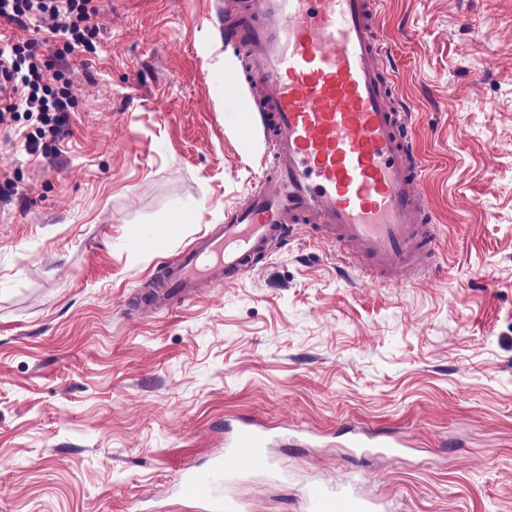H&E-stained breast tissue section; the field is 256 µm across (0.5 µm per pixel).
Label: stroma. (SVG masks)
<instances>
[{
  "label": "stroma",
  "mask_w": 512,
  "mask_h": 512,
  "mask_svg": "<svg viewBox=\"0 0 512 512\" xmlns=\"http://www.w3.org/2000/svg\"><path fill=\"white\" fill-rule=\"evenodd\" d=\"M97 51L57 59L74 108L29 151L0 125V512H203L183 467L224 428L281 432L250 512L350 477L388 512H512V0H383L412 105L436 275L358 283L296 239L168 310L160 267L262 178L203 79L246 0H101ZM400 436L357 457L346 425Z\"/></svg>",
  "instance_id": "35a3bbf8"
}]
</instances>
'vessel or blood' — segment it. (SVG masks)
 <instances>
[{
    "mask_svg": "<svg viewBox=\"0 0 512 512\" xmlns=\"http://www.w3.org/2000/svg\"><path fill=\"white\" fill-rule=\"evenodd\" d=\"M380 0H250V26L224 27V48L249 52L250 100L268 148L264 179L222 224L168 265V300L184 302L202 286L236 278L291 237L338 246L362 278L387 280L400 270L429 274L428 207L417 190L421 171L408 102L390 81L394 56L374 35ZM270 427L237 426L224 458L191 469L184 498L222 512H244L223 487L270 466ZM351 447L370 454L401 448L354 431ZM307 512H379L352 482L306 490Z\"/></svg>",
    "mask_w": 512,
    "mask_h": 512,
    "instance_id": "b4317fda",
    "label": "vessel or blood"
}]
</instances>
